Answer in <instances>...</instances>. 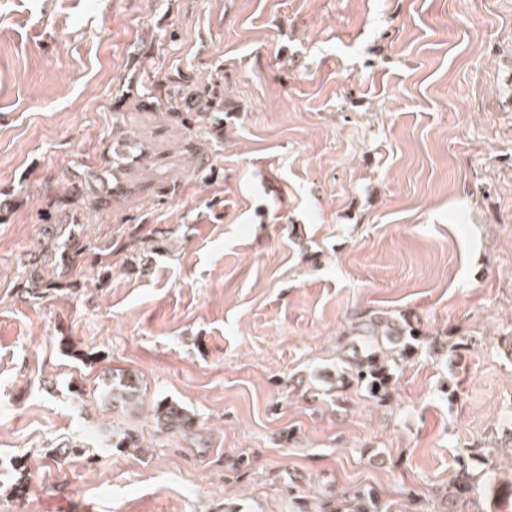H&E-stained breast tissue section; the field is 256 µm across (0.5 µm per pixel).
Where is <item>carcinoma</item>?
<instances>
[{"label": "carcinoma", "instance_id": "carcinoma-1", "mask_svg": "<svg viewBox=\"0 0 512 512\" xmlns=\"http://www.w3.org/2000/svg\"><path fill=\"white\" fill-rule=\"evenodd\" d=\"M152 103L159 109L171 113L189 132L207 134L213 130V114L221 106L205 100L193 112H185L184 98L168 88L161 93H151ZM134 137L129 135L112 143L104 157L101 173L98 174L101 188L85 193L75 187L57 200L58 208L43 216L40 237L36 238L27 252V263L23 266L17 287L30 299H41L54 288L65 285L70 272L81 270L89 257L96 254V247L74 233L81 223L80 211L72 204L81 202V208L101 211L110 206L112 196L124 193L119 173L134 160L131 150ZM348 335L356 341L358 348L352 355L340 359L338 372L341 386L355 385L366 397L380 405L391 400L394 378L415 357L419 345L425 343L436 348V341L428 337L419 319H411L404 313L378 311L364 314L351 324ZM99 397L132 412L143 403L140 382L131 373H122L104 384ZM156 428L166 434L185 433L192 426V418L185 409L171 401L161 399L153 405ZM115 448L137 445L136 435L124 429L112 430L109 436ZM503 455L512 459V435L506 440H497L488 446L468 448L457 456L455 472L448 479V491L444 494L445 512H484L478 506L475 493L482 483H489L492 461ZM326 512H400L396 504L383 500L372 489H355L350 493L336 494V505Z\"/></svg>", "mask_w": 512, "mask_h": 512}]
</instances>
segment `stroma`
<instances>
[{"label":"stroma","mask_w":512,"mask_h":512,"mask_svg":"<svg viewBox=\"0 0 512 512\" xmlns=\"http://www.w3.org/2000/svg\"><path fill=\"white\" fill-rule=\"evenodd\" d=\"M168 81L223 102L211 168L141 99ZM129 128L126 195L81 218L106 284L27 298L52 196ZM0 196V512H319L359 487L436 512L462 449L508 431L512 0H0ZM379 309L478 343L418 351L383 406L294 392ZM128 371L192 430L101 401ZM156 428L166 434L185 433L192 426V418L179 404L161 399L153 405Z\"/></svg>","instance_id":"35a3bbf8"}]
</instances>
